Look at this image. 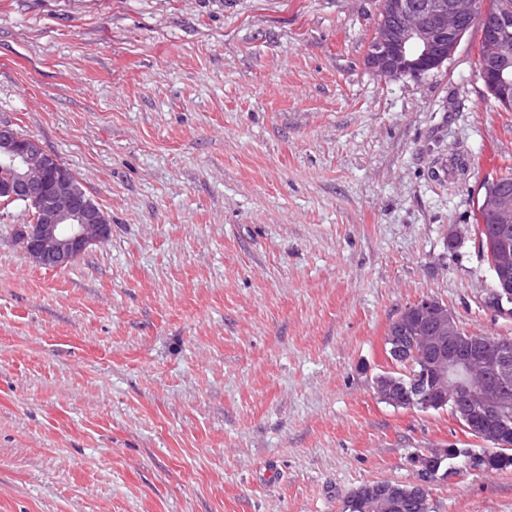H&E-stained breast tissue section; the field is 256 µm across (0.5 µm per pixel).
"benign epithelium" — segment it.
Wrapping results in <instances>:
<instances>
[{
	"label": "benign epithelium",
	"mask_w": 512,
	"mask_h": 512,
	"mask_svg": "<svg viewBox=\"0 0 512 512\" xmlns=\"http://www.w3.org/2000/svg\"><path fill=\"white\" fill-rule=\"evenodd\" d=\"M383 18L371 36L364 65L377 77L398 80L440 68L457 51L471 22L482 30L479 76L496 101L512 104V16L490 12L482 0H382ZM0 201L31 202L32 221L18 230L29 260L38 267L64 268L90 247L107 241L112 227L81 180L40 142L0 121ZM490 219L482 230L502 243L492 269L500 282L512 278V190L505 187L479 201ZM386 340L399 356L406 345L419 357L418 380L408 385L380 376L381 400L428 409L448 403L473 437L502 441L512 431V341L463 335L457 316L434 298L408 304L390 323ZM404 496L401 483L367 485L356 502L378 512Z\"/></svg>",
	"instance_id": "benign-epithelium-1"
}]
</instances>
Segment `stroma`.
<instances>
[{"mask_svg": "<svg viewBox=\"0 0 512 512\" xmlns=\"http://www.w3.org/2000/svg\"><path fill=\"white\" fill-rule=\"evenodd\" d=\"M380 0H0V120L82 180L112 234L62 269L0 205V512H345L477 447L394 408L389 324L486 307L485 179L512 172L474 36L420 77L363 65ZM464 231L456 249L448 229ZM433 512H512L455 462Z\"/></svg>", "mask_w": 512, "mask_h": 512, "instance_id": "stroma-1", "label": "stroma"}]
</instances>
